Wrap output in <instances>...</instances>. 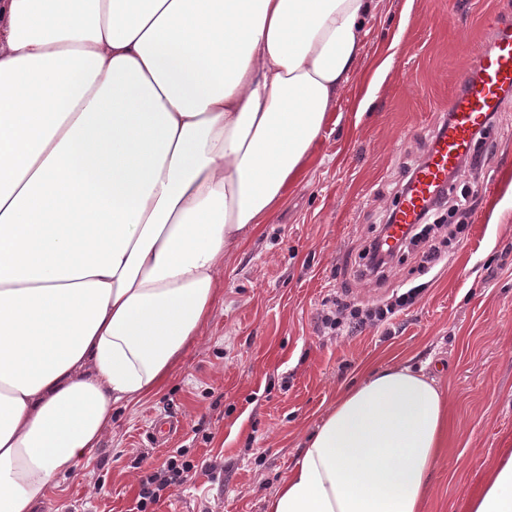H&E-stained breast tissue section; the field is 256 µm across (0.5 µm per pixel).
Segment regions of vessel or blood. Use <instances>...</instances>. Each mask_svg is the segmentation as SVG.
<instances>
[{"label":"vessel or blood","instance_id":"1","mask_svg":"<svg viewBox=\"0 0 512 512\" xmlns=\"http://www.w3.org/2000/svg\"><path fill=\"white\" fill-rule=\"evenodd\" d=\"M458 91L448 100L451 119L438 135L430 156L404 188L389 229L390 242H397L414 223L419 212L439 192L449 173L457 169L472 146L473 136L487 116L498 111L512 92V27L495 31L490 42L477 54L473 72L462 75Z\"/></svg>","mask_w":512,"mask_h":512}]
</instances>
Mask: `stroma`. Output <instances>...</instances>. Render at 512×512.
I'll list each match as a JSON object with an SVG mask.
<instances>
[{
	"instance_id": "35a3bbf8",
	"label": "stroma",
	"mask_w": 512,
	"mask_h": 512,
	"mask_svg": "<svg viewBox=\"0 0 512 512\" xmlns=\"http://www.w3.org/2000/svg\"><path fill=\"white\" fill-rule=\"evenodd\" d=\"M501 24L512 25V0H384L284 203L227 254L198 341L157 392L113 417L90 462L38 512H137L142 480L179 448L194 468L148 512H266L342 385L398 363L427 365L449 399L423 512H465V493L512 449V102L478 147L487 161L455 184L474 205L446 259L425 273L398 253L380 288L354 274ZM403 283L423 291L389 324L322 333L336 298L372 304ZM157 414L183 423L161 446L148 432Z\"/></svg>"
}]
</instances>
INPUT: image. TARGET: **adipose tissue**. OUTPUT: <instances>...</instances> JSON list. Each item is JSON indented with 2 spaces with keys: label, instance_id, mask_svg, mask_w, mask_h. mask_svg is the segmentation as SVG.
Segmentation results:
<instances>
[{
  "label": "adipose tissue",
  "instance_id": "ef3b65f1",
  "mask_svg": "<svg viewBox=\"0 0 512 512\" xmlns=\"http://www.w3.org/2000/svg\"><path fill=\"white\" fill-rule=\"evenodd\" d=\"M382 0H6L0 512H36L154 392L284 201ZM449 404L425 367L341 392L267 512H422ZM466 512H512V451Z\"/></svg>",
  "mask_w": 512,
  "mask_h": 512
}]
</instances>
